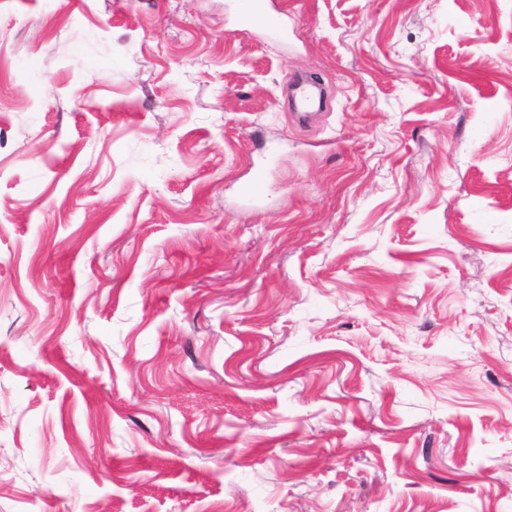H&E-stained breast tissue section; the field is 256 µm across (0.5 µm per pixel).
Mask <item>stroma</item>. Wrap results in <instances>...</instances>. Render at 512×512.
Instances as JSON below:
<instances>
[{"instance_id": "stroma-1", "label": "stroma", "mask_w": 512, "mask_h": 512, "mask_svg": "<svg viewBox=\"0 0 512 512\" xmlns=\"http://www.w3.org/2000/svg\"><path fill=\"white\" fill-rule=\"evenodd\" d=\"M230 2L0 0V512H512V0ZM276 0H235L236 25L259 28L272 36H284L286 29Z\"/></svg>"}]
</instances>
